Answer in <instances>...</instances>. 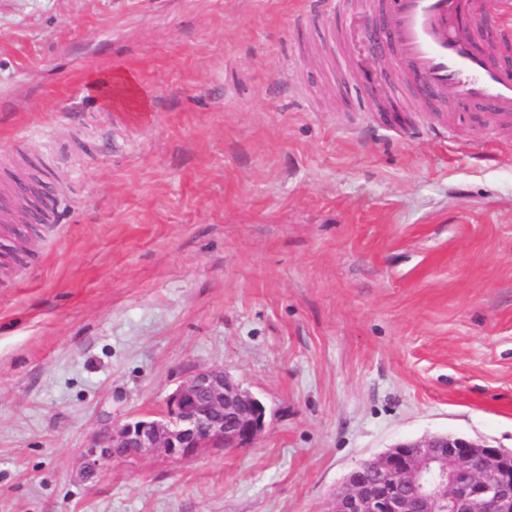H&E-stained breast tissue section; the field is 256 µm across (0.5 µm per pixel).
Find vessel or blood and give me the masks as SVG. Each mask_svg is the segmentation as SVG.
Returning a JSON list of instances; mask_svg holds the SVG:
<instances>
[{
	"label": "vessel or blood",
	"mask_w": 512,
	"mask_h": 512,
	"mask_svg": "<svg viewBox=\"0 0 512 512\" xmlns=\"http://www.w3.org/2000/svg\"><path fill=\"white\" fill-rule=\"evenodd\" d=\"M393 8L375 51L393 50L410 73L411 94L433 107L452 95L460 107L478 110L498 134L512 135V23L500 29L491 53L476 48L482 28L464 23L470 0H395Z\"/></svg>",
	"instance_id": "vessel-or-blood-1"
}]
</instances>
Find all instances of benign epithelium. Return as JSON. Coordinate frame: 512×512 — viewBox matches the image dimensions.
<instances>
[{
    "label": "benign epithelium",
    "mask_w": 512,
    "mask_h": 512,
    "mask_svg": "<svg viewBox=\"0 0 512 512\" xmlns=\"http://www.w3.org/2000/svg\"><path fill=\"white\" fill-rule=\"evenodd\" d=\"M265 405L221 368L195 371L146 416L95 436L79 476L97 480L118 458L191 460L207 448H247L266 427ZM328 512H512V450L438 434L407 440L349 471Z\"/></svg>",
    "instance_id": "benign-epithelium-1"
}]
</instances>
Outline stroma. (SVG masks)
Returning <instances> with one entry per match:
<instances>
[{"instance_id":"obj_1","label":"stroma","mask_w":512,"mask_h":512,"mask_svg":"<svg viewBox=\"0 0 512 512\" xmlns=\"http://www.w3.org/2000/svg\"><path fill=\"white\" fill-rule=\"evenodd\" d=\"M323 7L0 0V182L46 165L53 224L18 215L0 272V512H325L399 442L512 449V135L437 132ZM118 71L147 111L86 94ZM206 368L264 403L255 445L78 478Z\"/></svg>"}]
</instances>
